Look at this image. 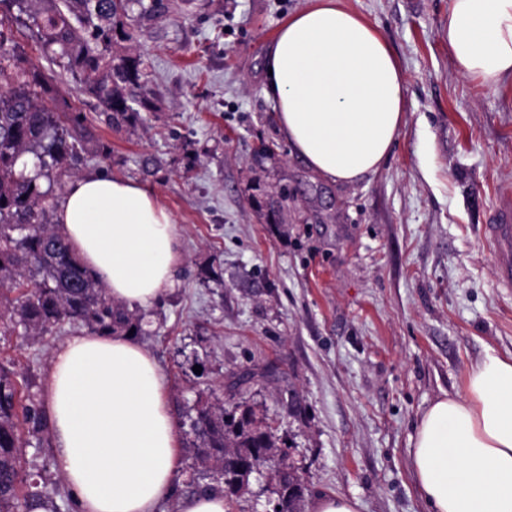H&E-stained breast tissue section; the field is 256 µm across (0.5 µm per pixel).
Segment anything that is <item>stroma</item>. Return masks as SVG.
<instances>
[{"instance_id":"obj_1","label":"stroma","mask_w":512,"mask_h":512,"mask_svg":"<svg viewBox=\"0 0 512 512\" xmlns=\"http://www.w3.org/2000/svg\"><path fill=\"white\" fill-rule=\"evenodd\" d=\"M344 3L389 42L407 104L379 171L344 186L298 158L264 92L272 39L307 0H171L166 18L126 19L133 39L113 50L142 55L149 106L122 129L15 10L0 5V18L21 62L48 77L45 107L81 113L110 150L84 154L78 175L138 183L177 225L176 284L143 309L139 339L172 402L252 369L224 406L276 421L303 512L332 493L360 512H428L410 456L419 418L463 392L486 353L512 354V291L483 230L512 195V83L454 73L448 0ZM263 142L274 154L258 156ZM53 350L0 327V362L20 375L42 381Z\"/></svg>"}]
</instances>
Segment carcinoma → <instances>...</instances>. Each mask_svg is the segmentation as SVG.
<instances>
[{
    "instance_id": "cac0c4a2",
    "label": "carcinoma",
    "mask_w": 512,
    "mask_h": 512,
    "mask_svg": "<svg viewBox=\"0 0 512 512\" xmlns=\"http://www.w3.org/2000/svg\"><path fill=\"white\" fill-rule=\"evenodd\" d=\"M36 27L43 53L97 97L108 124L119 128L138 115L131 102L147 104L139 56L108 58L114 33L131 38L122 18L138 7V17L167 16L170 0H11ZM11 31L0 19V285L16 292L0 295V318L23 328L25 339L52 338L66 324L93 334L145 333L143 317L112 300L52 222L59 192L71 176L69 162L87 150L93 134L81 115L49 112L40 105L48 82L33 66L25 67L11 47ZM30 155L35 175L17 170ZM35 383L17 378L0 362V512H29V503L57 508L56 489L25 447L40 448L48 432L42 421ZM193 491L221 489L235 495L237 472L224 466V450L242 455L262 469H273L288 496V512H301L304 487L293 464L279 474L275 428L252 409L224 410L219 399L198 395L183 412Z\"/></svg>"
}]
</instances>
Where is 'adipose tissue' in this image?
Masks as SVG:
<instances>
[{"label":"adipose tissue","mask_w":512,"mask_h":512,"mask_svg":"<svg viewBox=\"0 0 512 512\" xmlns=\"http://www.w3.org/2000/svg\"><path fill=\"white\" fill-rule=\"evenodd\" d=\"M448 53L458 75L512 81V0H449ZM265 94L294 152L349 185L388 158L406 111L405 74L379 30L343 0H309L266 56ZM53 221L83 264L129 308L175 284L181 241L169 212L135 182H69ZM170 387L133 337L77 332L55 348L41 411L54 468L77 512H229L223 491L174 496L181 439ZM412 469L429 512H512V355L486 354L463 394L420 417Z\"/></svg>","instance_id":"obj_1"}]
</instances>
